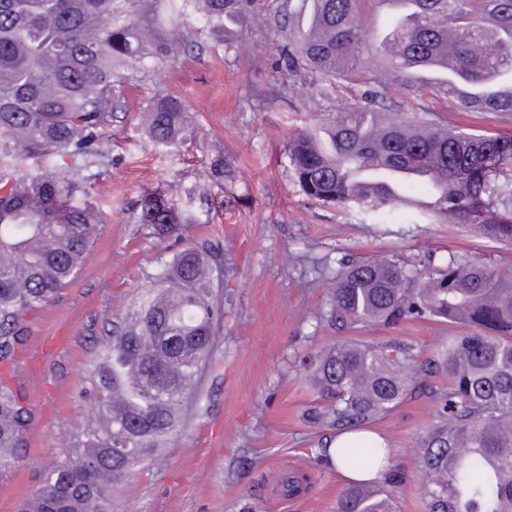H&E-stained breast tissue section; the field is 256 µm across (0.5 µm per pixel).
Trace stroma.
<instances>
[{"label":"stroma","instance_id":"35a3bbf8","mask_svg":"<svg viewBox=\"0 0 512 512\" xmlns=\"http://www.w3.org/2000/svg\"><path fill=\"white\" fill-rule=\"evenodd\" d=\"M279 40L260 17L237 38L235 54L178 53L128 90L125 110L104 128L105 156L90 169L88 199L107 222L76 279L30 316L16 362L0 365V377L34 412L24 457L0 480V512H17L69 448L71 428L89 407L83 393L101 344L181 243H209L226 259L233 273L214 289L232 305L184 426L160 448L159 463H143L117 487L112 512H333L348 481L318 457L329 434L304 418L315 396L295 359L336 339L321 314L339 262L396 254L419 264L451 247L512 264V246L467 226L419 223L404 210L380 223L309 201L290 178L284 144L295 129L349 110L360 96L308 72L274 74ZM162 90L188 100L193 145L163 151L143 133L140 112ZM422 107L444 124L512 135L507 115L464 112L453 99L430 94L407 109ZM224 152L238 176L220 186L208 174ZM159 190L188 219L177 234L160 237L136 221L140 197ZM448 334L447 325L427 320L370 327L362 337L396 335L435 350ZM435 409L419 396L371 427L385 439L401 481L400 512H425L413 453ZM293 472L306 473L308 486L288 497L279 484Z\"/></svg>","mask_w":512,"mask_h":512}]
</instances>
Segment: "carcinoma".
Returning a JSON list of instances; mask_svg holds the SVG:
<instances>
[{
    "label": "carcinoma",
    "instance_id": "1",
    "mask_svg": "<svg viewBox=\"0 0 512 512\" xmlns=\"http://www.w3.org/2000/svg\"><path fill=\"white\" fill-rule=\"evenodd\" d=\"M372 2L0 0V363L23 344L25 315L76 278L106 223L90 203L74 202L88 196L86 178L21 174L17 165L102 156L123 87L198 46L201 34L230 50L260 14L282 33L276 71L365 86L361 104L289 138L288 168L307 199L373 218L407 208L511 245L512 135L450 128L430 110L397 119L383 110L429 92L468 112L511 114L512 0H398L376 44L361 24ZM369 54L383 59L379 79L361 75ZM188 111L181 95L156 94L143 108L145 133L157 147L185 146ZM395 168L432 176L393 191L386 182ZM210 177L233 181L230 157L215 159ZM137 222L161 236L187 218L157 192L141 196ZM229 273L196 243L173 254L103 345L91 412L22 512H111L117 482L181 427L183 399L224 321L213 282ZM322 317L339 332L427 319L461 328L436 350L399 336H341L300 359L323 400L308 421L355 434L338 448L346 468L381 467L374 481L350 482L334 512H397L386 443L356 433L420 395L436 404L414 452L426 512H512V268L451 248L416 272L394 255L359 260L336 271ZM31 422L24 398L0 383V478L21 460Z\"/></svg>",
    "mask_w": 512,
    "mask_h": 512
}]
</instances>
